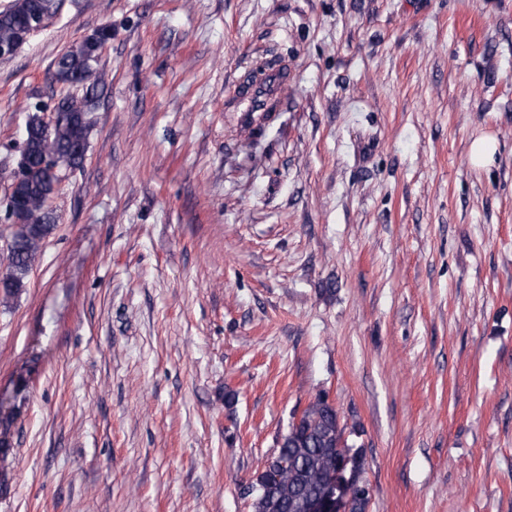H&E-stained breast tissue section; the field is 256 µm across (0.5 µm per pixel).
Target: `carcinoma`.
Segmentation results:
<instances>
[{
  "mask_svg": "<svg viewBox=\"0 0 512 512\" xmlns=\"http://www.w3.org/2000/svg\"><path fill=\"white\" fill-rule=\"evenodd\" d=\"M56 9L55 0H12L0 11V45L20 47L24 37L41 19ZM112 38L103 26L96 37H86L55 61L54 80L82 88L68 94L54 108L55 120L48 122L44 109L28 113L22 150L23 174L11 185L9 194L19 209V223L8 225L10 241L6 272L0 276V302H9L25 287V280L52 232L57 217L49 200L61 180L52 166L61 160L71 169L83 165L93 129L90 114L107 90L105 74L99 70V56ZM347 427L335 409L323 400L310 403L298 424L290 425L278 441L277 454L252 483L253 512H305L306 502L338 480L343 452L353 447Z\"/></svg>",
  "mask_w": 512,
  "mask_h": 512,
  "instance_id": "cac0c4a2",
  "label": "carcinoma"
}]
</instances>
